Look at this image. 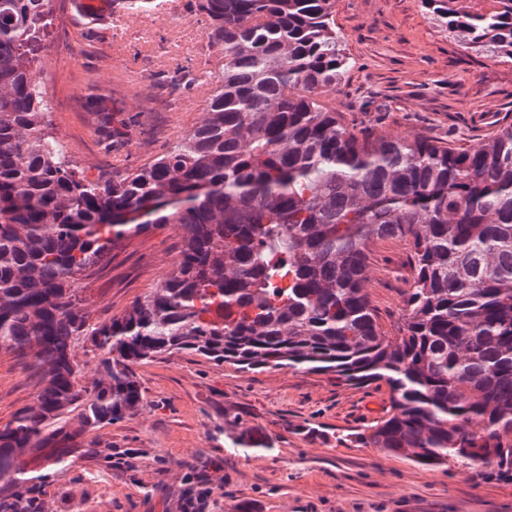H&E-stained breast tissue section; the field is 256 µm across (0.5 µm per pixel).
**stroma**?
<instances>
[{
    "label": "stroma",
    "instance_id": "35a3bbf8",
    "mask_svg": "<svg viewBox=\"0 0 512 512\" xmlns=\"http://www.w3.org/2000/svg\"><path fill=\"white\" fill-rule=\"evenodd\" d=\"M336 32L351 62L326 98L358 133L420 137L474 148L512 125V61L490 58L448 33L420 0H336ZM196 0L166 10L115 12L90 22L81 0H54L34 67L48 102L45 121L88 178L163 153L205 117L222 53L207 44ZM211 77L197 81L201 72ZM118 99L133 132L103 149L84 110L89 87ZM182 227L166 224L125 240L111 261L74 283L90 322L121 315L173 271ZM414 276L398 239L369 252L365 291L381 331L396 335ZM143 399L125 420L85 431L66 415L74 457L50 464L51 449L21 458L45 476L44 512H171L188 464L220 458L211 512H512V481L438 469L351 442L387 417L390 390L350 386L330 372L246 371L181 352L136 365ZM39 378L0 350V426L36 406Z\"/></svg>",
    "mask_w": 512,
    "mask_h": 512
}]
</instances>
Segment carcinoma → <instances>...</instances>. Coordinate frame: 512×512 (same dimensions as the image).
<instances>
[{
    "instance_id": "1",
    "label": "carcinoma",
    "mask_w": 512,
    "mask_h": 512,
    "mask_svg": "<svg viewBox=\"0 0 512 512\" xmlns=\"http://www.w3.org/2000/svg\"><path fill=\"white\" fill-rule=\"evenodd\" d=\"M51 2L0 0V349L43 384L37 406L0 426V512H43L41 478L18 460L56 443L72 406L86 429L131 417L134 366L181 351L383 381L392 413L354 442L512 479V126L471 151L358 135L325 103L349 67L335 0H197L224 51L205 118L155 159L92 180L45 128L32 61ZM422 4L465 44L512 60V0ZM159 6L112 0L118 12ZM86 111L105 150L129 135L95 87ZM163 224L183 229L168 279L90 322L76 276ZM394 238L416 275L388 338L364 281L370 246ZM81 339L104 353L90 390L71 358ZM212 466H188L177 512H210Z\"/></svg>"
}]
</instances>
